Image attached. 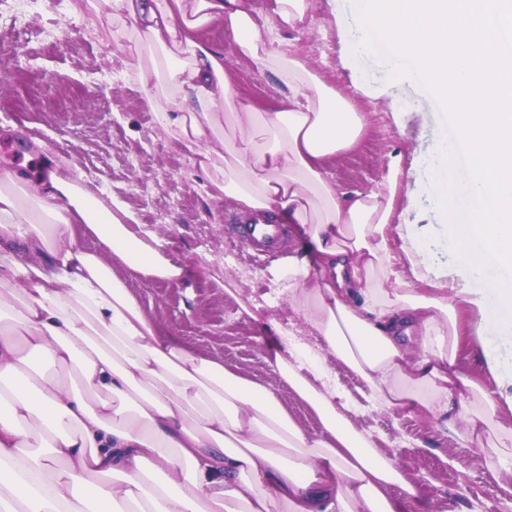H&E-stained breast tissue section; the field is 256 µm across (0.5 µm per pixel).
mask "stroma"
Returning <instances> with one entry per match:
<instances>
[{
    "label": "stroma",
    "instance_id": "stroma-1",
    "mask_svg": "<svg viewBox=\"0 0 512 512\" xmlns=\"http://www.w3.org/2000/svg\"><path fill=\"white\" fill-rule=\"evenodd\" d=\"M259 23L277 29L321 79L366 116L357 150L337 155L330 171L338 191L377 189L391 152L404 155L408 175L403 204L409 220L423 219L440 250L436 274L471 292L482 282L464 272L444 240L440 214L426 194L434 145L444 135L443 117L429 92L411 81L388 82L387 66L376 57L353 53L348 31L356 20L353 0H314L305 23L279 26L276 0H249ZM72 0H33L23 24L12 21L13 0H0V170L37 173L45 157L70 169L83 185L114 194L140 223L154 228L164 251L179 265L178 279L130 274L115 259L112 271L151 308L170 335L196 353L224 359L253 381L274 390L294 420L314 433L319 422L310 408L274 369L287 335L317 346L287 293L267 300L274 283L273 260L246 259L229 245L224 226L238 214L230 199L211 197L207 177L189 152L176 147L156 125L143 101L145 83L136 68L137 47L116 45L108 23L75 15ZM202 37L224 52V63L244 95L266 111L281 99L269 71L235 57L221 27ZM235 292H225L227 283ZM261 307L246 315L240 304ZM464 371L494 389L484 353L512 357V340L464 339ZM380 450L403 448L401 463L417 486L418 512H512L494 472L480 452L461 454L452 439L440 436L424 419L372 407L356 417Z\"/></svg>",
    "mask_w": 512,
    "mask_h": 512
}]
</instances>
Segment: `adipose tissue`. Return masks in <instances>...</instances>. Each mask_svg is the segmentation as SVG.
<instances>
[{
  "instance_id": "1",
  "label": "adipose tissue",
  "mask_w": 512,
  "mask_h": 512,
  "mask_svg": "<svg viewBox=\"0 0 512 512\" xmlns=\"http://www.w3.org/2000/svg\"><path fill=\"white\" fill-rule=\"evenodd\" d=\"M110 12L115 44L133 39L165 67L146 90L158 126L195 153L214 198L244 215L302 224L318 259L272 271L311 329L365 384L366 401L431 420L459 450L480 449L512 494V364L486 355L495 389L459 366L458 304L475 336L512 334V281L468 292L436 276L424 228L398 220L406 170L390 153L379 190L338 192L327 164L355 150L365 116L325 84L247 0H79ZM269 70L281 107L260 111L223 51ZM407 239L401 255L388 233ZM96 238L97 249L86 246ZM0 512H404L418 491L395 454L353 420L321 352L275 360L314 412L307 433L279 396L171 336L105 263L165 279L182 270L118 197L101 201L46 166L37 183L0 174ZM405 275H395V264ZM402 490L404 499L394 497Z\"/></svg>"
}]
</instances>
